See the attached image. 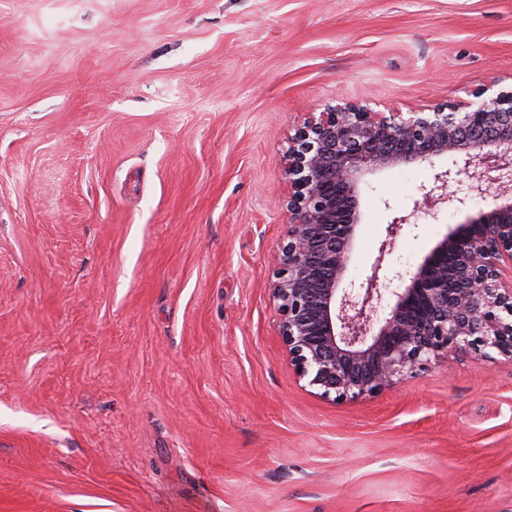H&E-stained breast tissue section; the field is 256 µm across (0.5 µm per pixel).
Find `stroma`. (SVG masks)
<instances>
[{"label": "stroma", "mask_w": 512, "mask_h": 512, "mask_svg": "<svg viewBox=\"0 0 512 512\" xmlns=\"http://www.w3.org/2000/svg\"><path fill=\"white\" fill-rule=\"evenodd\" d=\"M512 85V0H0V512H512V360L341 405L289 365L270 284L288 134ZM434 164L361 186L414 271L464 211Z\"/></svg>", "instance_id": "obj_1"}]
</instances>
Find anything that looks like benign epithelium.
Listing matches in <instances>:
<instances>
[{
    "instance_id": "7a95c632",
    "label": "benign epithelium",
    "mask_w": 512,
    "mask_h": 512,
    "mask_svg": "<svg viewBox=\"0 0 512 512\" xmlns=\"http://www.w3.org/2000/svg\"><path fill=\"white\" fill-rule=\"evenodd\" d=\"M288 148V224L275 256L279 336L296 375L335 404L375 397L449 354L512 359V87L429 111L343 102L308 112ZM447 157L415 209H460L466 179L494 204L468 212L391 291L386 256L415 213L387 226L358 283H343L367 174Z\"/></svg>"
}]
</instances>
